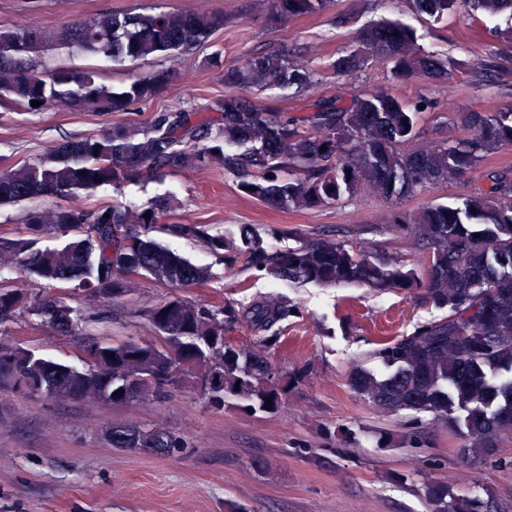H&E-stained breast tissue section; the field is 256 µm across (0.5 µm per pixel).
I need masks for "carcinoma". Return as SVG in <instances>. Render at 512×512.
<instances>
[{"label":"carcinoma","instance_id":"cac0c4a2","mask_svg":"<svg viewBox=\"0 0 512 512\" xmlns=\"http://www.w3.org/2000/svg\"><path fill=\"white\" fill-rule=\"evenodd\" d=\"M472 10L503 17V44L483 60L484 71L506 78L512 73V0H469ZM456 0H415L418 12L436 20ZM331 0H271L285 19L325 11ZM224 30V14L198 11L101 12L58 32L30 22L0 28V107L40 112L53 102L70 109L126 112L158 95L171 80L156 72L115 88L89 68L35 70L33 63L51 50L86 53L121 64L147 60L203 44ZM356 48L336 57L338 74L363 68L371 59L389 65L393 81L415 78L445 81L461 67L423 51L416 30L398 21L359 29ZM224 97L204 119L197 111L164 110L146 130L117 126L106 134L66 141L34 163L0 171V205L40 197H75L84 190L215 164L238 180L245 194L279 209H316L352 197L363 186L394 202L427 187L458 180L488 154L512 147V107L499 112H464L455 126L461 136L409 150L419 135L420 115L433 107L421 98L407 102L390 91H364L344 99L318 98L306 116L255 104L248 94L268 88L300 89L311 73L289 62L288 51L230 64L222 72ZM39 101L41 105L32 106ZM326 150H321V147ZM487 189L460 203H431L410 216L395 210L387 223L414 234L427 249L431 269L424 278L403 270L392 255L366 254L360 247L317 237L284 251H269L252 240L237 250L203 224H170L175 236L198 238L230 265L244 264L291 283L336 287L361 285L377 292L416 294L448 316L422 324L406 336L378 344L369 359L386 369L363 367L350 386L377 412L430 413L464 434L466 451L488 454L512 434V170L494 171ZM164 202L150 210L108 205L34 209L33 233L71 230L80 237L59 248L31 251L24 242L0 241V267L19 266L51 281L72 284L89 300L114 302L131 290L134 278L149 275L171 288L206 280L205 269L158 244L149 234L159 223ZM39 305L63 334L76 325L64 296L48 302L36 294L0 289V324ZM292 306L283 299L253 305L248 318L263 333L254 346L235 347L224 336L238 319L235 308L215 309L177 294L148 310L157 339L101 344L91 341L93 359L84 370L42 357L0 337V388H17L57 402L98 400L130 404L167 388L189 383L218 408L234 397L252 410H275L286 391L288 373L274 367L265 351L277 342ZM114 448H143L172 457L184 443L157 428L117 424L110 428ZM427 498L435 512H488L477 497L455 496L433 482Z\"/></svg>","mask_w":512,"mask_h":512}]
</instances>
